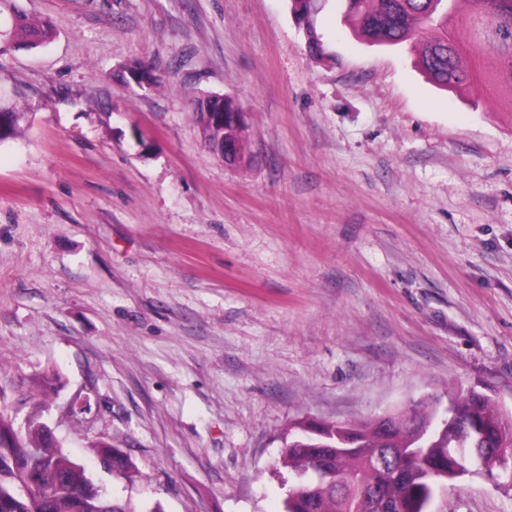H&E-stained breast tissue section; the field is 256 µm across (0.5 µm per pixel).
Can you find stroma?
<instances>
[{
    "label": "stroma",
    "instance_id": "obj_1",
    "mask_svg": "<svg viewBox=\"0 0 512 512\" xmlns=\"http://www.w3.org/2000/svg\"><path fill=\"white\" fill-rule=\"evenodd\" d=\"M47 47L0 55V398L40 402L112 496L282 512V437L486 390L512 411V111L446 91L336 0H20ZM140 60L169 83L143 91ZM233 98L244 160L195 99ZM57 378L49 390L38 375ZM92 388L78 422L68 401ZM105 443L133 464L113 475ZM428 512H512L474 471ZM328 0H291L296 20L303 26L309 52L316 57L324 55V46L315 28L317 16L322 12ZM240 108L235 101L229 97L222 95H214L198 100L195 105L196 120L199 123L204 136L205 144L213 152L214 145L220 140L224 133L222 147L219 151V156L228 160L229 162H237L241 158V148L238 135L235 137H228L224 132L222 126H218L212 122L211 115L205 112L221 113L214 116V121L223 124L225 127V115L222 112H234L232 116V123L236 127L238 133L244 127V112H240Z\"/></svg>",
    "mask_w": 512,
    "mask_h": 512
}]
</instances>
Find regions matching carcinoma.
I'll list each match as a JSON object with an SVG mask.
<instances>
[{
	"mask_svg": "<svg viewBox=\"0 0 512 512\" xmlns=\"http://www.w3.org/2000/svg\"><path fill=\"white\" fill-rule=\"evenodd\" d=\"M327 0H291L296 20L303 26L309 52L320 57L324 46L315 28ZM345 16L356 31L379 46L411 43L425 30L433 36L418 48L417 65L437 86L456 89L473 84L498 96L512 111V0H343ZM54 39L49 22L35 20L17 0H0V55L18 49L41 48ZM477 45L483 65L476 74L463 65L467 47ZM132 75L145 74L141 85L161 84L154 70L141 62L129 65ZM235 101L214 95L197 101L196 120L205 144L212 148L224 133L212 122L211 112H238ZM21 119L0 123V144L15 138ZM43 406H34L26 428L15 431L14 408L0 404V512H141L129 499L107 495L85 468L65 454L59 442L40 426ZM502 411L490 399L457 397L448 415L428 401L409 408L403 422L385 428L374 421L319 423L316 429L337 431L343 448L329 447L306 428L289 431L283 439L281 460L288 468L283 512H356L363 496L371 500L368 512H426L425 502L410 495L423 485L433 469L449 473L477 466L512 479L501 470L498 441L505 423ZM512 425V420L506 422ZM388 453L393 464L382 467L377 458ZM112 473L132 477V464L118 449L109 459Z\"/></svg>",
	"mask_w": 512,
	"mask_h": 512,
	"instance_id": "obj_1",
	"label": "carcinoma"
}]
</instances>
